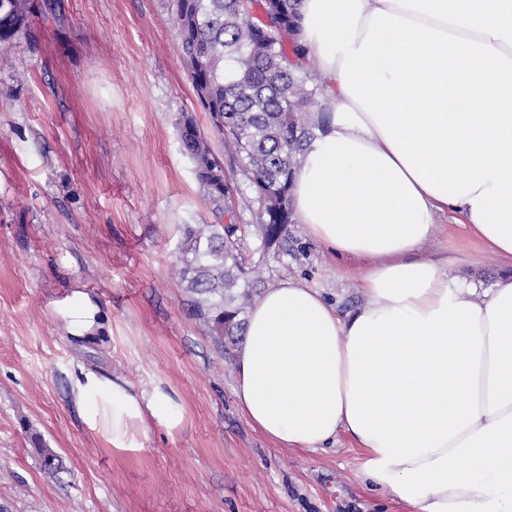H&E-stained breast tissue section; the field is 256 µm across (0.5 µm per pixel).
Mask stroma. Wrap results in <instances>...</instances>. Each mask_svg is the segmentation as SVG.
I'll return each mask as SVG.
<instances>
[{"instance_id":"obj_1","label":"stroma","mask_w":512,"mask_h":512,"mask_svg":"<svg viewBox=\"0 0 512 512\" xmlns=\"http://www.w3.org/2000/svg\"><path fill=\"white\" fill-rule=\"evenodd\" d=\"M172 0H29L0 64V512H409L365 480L348 437L279 448L241 411L237 347L198 320L178 269L187 224L217 218L179 139L195 120L238 186L237 161L203 112L178 54ZM265 288L295 279L340 313L368 302L366 259L334 254L290 223L263 246L234 195ZM420 256L489 288L512 272L436 214ZM80 288L105 329L67 336L52 299ZM178 396L180 430L110 447L70 392L79 368ZM63 462L49 474L41 448Z\"/></svg>"}]
</instances>
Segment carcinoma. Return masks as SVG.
I'll return each instance as SVG.
<instances>
[{
	"mask_svg": "<svg viewBox=\"0 0 512 512\" xmlns=\"http://www.w3.org/2000/svg\"><path fill=\"white\" fill-rule=\"evenodd\" d=\"M299 0H175L173 22L193 88L213 127L242 160L264 245L287 232L292 175L315 137L309 113L322 111L323 87L301 76ZM28 19V0H0V52ZM184 151L218 213L238 192L195 121L180 126ZM235 224H188L179 270L197 317L228 340L258 283Z\"/></svg>",
	"mask_w": 512,
	"mask_h": 512,
	"instance_id": "carcinoma-1",
	"label": "carcinoma"
}]
</instances>
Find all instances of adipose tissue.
<instances>
[{
  "mask_svg": "<svg viewBox=\"0 0 512 512\" xmlns=\"http://www.w3.org/2000/svg\"><path fill=\"white\" fill-rule=\"evenodd\" d=\"M300 13L326 83L296 218L329 250L386 262L345 315L305 284L269 289L247 318L239 405L280 448L350 436L366 480L410 512H512V275L476 298L411 258L443 212L512 262V0H301ZM50 310L76 338L103 327L78 288ZM72 394L113 448L184 423L159 384L83 369Z\"/></svg>",
  "mask_w": 512,
  "mask_h": 512,
  "instance_id": "ef3b65f1",
  "label": "adipose tissue"
}]
</instances>
